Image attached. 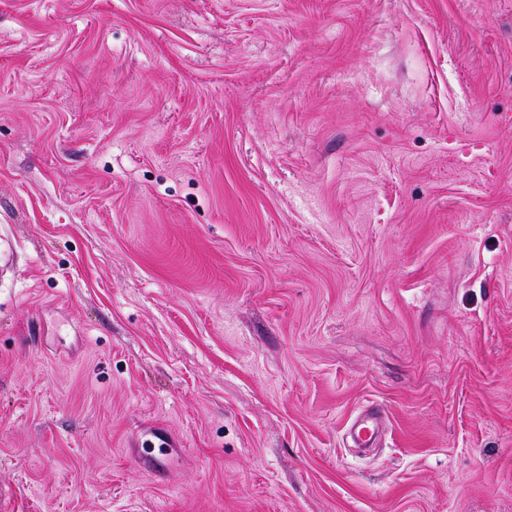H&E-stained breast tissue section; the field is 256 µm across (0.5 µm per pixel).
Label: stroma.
<instances>
[{
	"instance_id": "obj_1",
	"label": "stroma",
	"mask_w": 512,
	"mask_h": 512,
	"mask_svg": "<svg viewBox=\"0 0 512 512\" xmlns=\"http://www.w3.org/2000/svg\"><path fill=\"white\" fill-rule=\"evenodd\" d=\"M1 227L0 512H512V0H0ZM389 416L386 408L380 403L362 405L352 416L346 426L347 433L361 448H375L387 430Z\"/></svg>"
}]
</instances>
